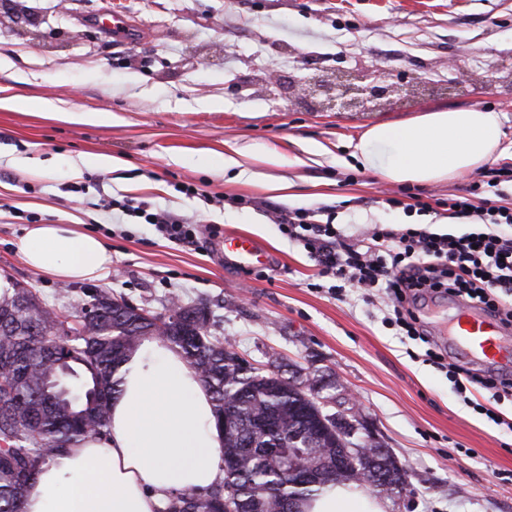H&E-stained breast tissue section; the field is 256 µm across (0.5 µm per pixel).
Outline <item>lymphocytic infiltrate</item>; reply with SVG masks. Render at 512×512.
Segmentation results:
<instances>
[{
    "label": "lymphocytic infiltrate",
    "instance_id": "obj_1",
    "mask_svg": "<svg viewBox=\"0 0 512 512\" xmlns=\"http://www.w3.org/2000/svg\"><path fill=\"white\" fill-rule=\"evenodd\" d=\"M510 185L512 165H505L482 172L464 193L433 203L419 199L406 203L395 196L384 200L385 205L408 214L422 216L438 208L451 223L483 226L482 231L462 235L436 233L419 223L396 229L377 224L350 244L335 225L333 207L286 211L271 204L267 210L281 233L317 262L320 276L330 281V295L342 297L348 286L378 291L386 303L384 323L401 335L424 342L427 330L415 306L429 297L445 296L468 307H480L501 327L512 329V201L506 193ZM112 206L143 219L157 235L180 247L212 242L221 235L214 225L156 211L129 197L113 201ZM503 225L509 226V233H500ZM425 355L445 369L459 391L483 390L497 401L512 398V374L466 368L447 361L432 348Z\"/></svg>",
    "mask_w": 512,
    "mask_h": 512
}]
</instances>
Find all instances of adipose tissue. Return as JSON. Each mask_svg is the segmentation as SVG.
Here are the masks:
<instances>
[{"mask_svg":"<svg viewBox=\"0 0 512 512\" xmlns=\"http://www.w3.org/2000/svg\"><path fill=\"white\" fill-rule=\"evenodd\" d=\"M500 116L479 107L426 112L403 123H376L354 158L383 181H451L499 151ZM23 262L55 280L86 282L112 267L97 235L71 224H33ZM106 436L72 446L29 481L24 512H161L176 492H202L224 477L222 435L201 376L165 343L144 342L119 371ZM303 512H382L361 489L328 484Z\"/></svg>","mask_w":512,"mask_h":512,"instance_id":"obj_1","label":"adipose tissue"}]
</instances>
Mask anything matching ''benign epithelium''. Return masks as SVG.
<instances>
[{
  "instance_id": "1",
  "label": "benign epithelium",
  "mask_w": 512,
  "mask_h": 512,
  "mask_svg": "<svg viewBox=\"0 0 512 512\" xmlns=\"http://www.w3.org/2000/svg\"><path fill=\"white\" fill-rule=\"evenodd\" d=\"M417 84L418 78L407 71L374 69L349 77L340 74L333 78L305 77L299 83V91L322 95L323 104L329 110L365 112L386 105L395 96L412 93Z\"/></svg>"
}]
</instances>
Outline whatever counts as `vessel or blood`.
<instances>
[{
  "label": "vessel or blood",
  "mask_w": 512,
  "mask_h": 512,
  "mask_svg": "<svg viewBox=\"0 0 512 512\" xmlns=\"http://www.w3.org/2000/svg\"><path fill=\"white\" fill-rule=\"evenodd\" d=\"M222 247L227 264L257 267L268 263V254L249 236H225ZM504 335L471 309L460 310L448 330V342L465 358L495 366L499 363Z\"/></svg>",
  "instance_id": "1"
}]
</instances>
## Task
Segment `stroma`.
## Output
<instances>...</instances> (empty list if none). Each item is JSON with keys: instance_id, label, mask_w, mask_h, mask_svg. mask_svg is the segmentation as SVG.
Returning <instances> with one entry per match:
<instances>
[{"instance_id": "35a3bbf8", "label": "stroma", "mask_w": 512, "mask_h": 512, "mask_svg": "<svg viewBox=\"0 0 512 512\" xmlns=\"http://www.w3.org/2000/svg\"><path fill=\"white\" fill-rule=\"evenodd\" d=\"M116 15L128 38L99 28L98 17ZM375 67L435 92L375 112H324L293 90L308 74ZM58 100L62 112L43 109ZM469 106L499 112L502 150L489 165L512 164V0H0V275L67 316L97 288L157 314L175 299L206 303L252 366L299 365L332 411L359 413L408 474L401 492L382 495L385 512H512V403H492L501 421H488L424 360L431 345L457 359L447 340L457 305L419 304L428 342L399 335L383 324L381 299L327 294L315 261L265 211L332 206L357 239L373 224L409 223L384 193L444 199L476 172L388 183L355 161L356 142L375 123ZM83 112L110 120L88 123ZM314 142L325 154L307 153ZM235 151L259 181L224 169ZM269 152L283 164L268 163ZM86 154L123 164L73 178L71 162ZM184 183L199 195L181 193ZM220 195L254 204L225 206ZM126 196L247 235L271 261L244 269L225 264L220 244L176 246L113 216L111 200ZM31 224L99 235L112 272L65 288L29 268L19 248Z\"/></svg>"}]
</instances>
